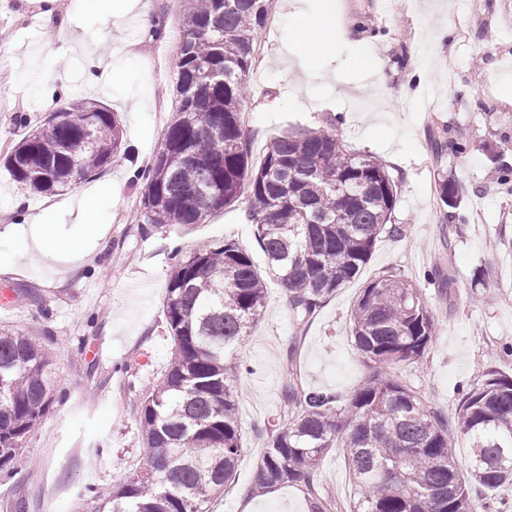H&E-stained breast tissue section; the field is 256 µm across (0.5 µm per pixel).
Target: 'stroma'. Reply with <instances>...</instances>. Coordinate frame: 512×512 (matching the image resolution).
<instances>
[{"label":"stroma","instance_id":"obj_1","mask_svg":"<svg viewBox=\"0 0 512 512\" xmlns=\"http://www.w3.org/2000/svg\"><path fill=\"white\" fill-rule=\"evenodd\" d=\"M164 24L153 40L136 13L104 24L96 0H59L53 16L39 0H0V147L43 124L73 98L117 112L130 156L71 190L33 195L0 166V325L47 328L53 403L24 439L13 463L0 470V512L22 500L26 512H96L89 486L120 484L139 469V404L171 358L163 301L172 250L230 237L256 264L264 256L248 224L247 198L204 223L143 233L132 172L148 166L175 116V50L181 0H145ZM324 0H272L271 19L257 34L243 131L253 159L269 140L297 129L336 133L355 153L372 156L397 186L392 223L359 277L297 329L281 285L269 281L265 306L238 355L247 369L236 382L252 401L240 406L245 452L234 484L213 512H309L303 486L256 497L261 442L282 420L280 394L290 375L307 389L341 394L376 371L350 337L349 315L360 288L394 275L422 290L441 328L425 356L396 366L402 384L445 416L459 390L487 366L512 376V0H336V49L315 67L294 51L288 20L320 14ZM373 54L385 66L392 97L377 109L371 73L357 60ZM445 148L431 149L433 138ZM466 143L467 153L456 146ZM465 189V224L454 233L440 294L426 278L440 261L445 222L435 198L438 175ZM97 201L104 236L90 239L78 265L31 252L33 227L53 225L58 238L78 236V216ZM322 491L333 512H350L354 491L344 458L322 463Z\"/></svg>","mask_w":512,"mask_h":512}]
</instances>
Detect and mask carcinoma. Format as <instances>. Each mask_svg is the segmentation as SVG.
Listing matches in <instances>:
<instances>
[{
	"label": "carcinoma",
	"instance_id": "cac0c4a2",
	"mask_svg": "<svg viewBox=\"0 0 512 512\" xmlns=\"http://www.w3.org/2000/svg\"><path fill=\"white\" fill-rule=\"evenodd\" d=\"M185 2L176 117L135 177L142 223L200 224L246 191L267 274L231 238L207 241L174 265L163 304L174 350L140 403L142 467L120 485L86 488L100 512H211L243 451L236 353L261 316L267 276L288 292L294 321L305 327L357 278L381 234L402 232L391 223L397 190L386 168L328 130L277 136L260 162L251 160L241 115L270 0ZM122 139L115 113L80 99L27 131L4 166L23 190L52 194L111 165ZM435 191L450 218L465 222L455 181L441 175ZM350 324L357 349L379 371L345 398L288 382L285 420L267 434L247 494L300 483L311 512H330L317 487L334 448L357 490L352 512H473L472 494L512 485V378L487 368L458 393L451 425L392 372L424 357L438 333L419 290L378 277L362 288ZM48 367L47 350L29 333L0 325V469L52 403ZM457 435L470 444L465 476Z\"/></svg>",
	"mask_w": 512,
	"mask_h": 512
}]
</instances>
